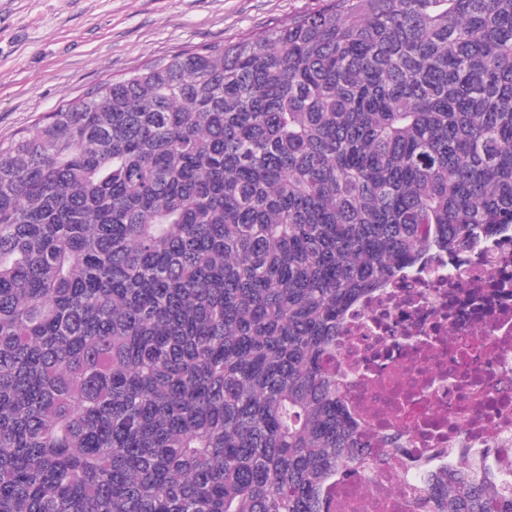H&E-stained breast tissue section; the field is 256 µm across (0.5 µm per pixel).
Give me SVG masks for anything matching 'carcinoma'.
Listing matches in <instances>:
<instances>
[{
	"label": "carcinoma",
	"mask_w": 512,
	"mask_h": 512,
	"mask_svg": "<svg viewBox=\"0 0 512 512\" xmlns=\"http://www.w3.org/2000/svg\"><path fill=\"white\" fill-rule=\"evenodd\" d=\"M503 224L512 0H322L59 107L0 141V512H322L347 307Z\"/></svg>",
	"instance_id": "1"
}]
</instances>
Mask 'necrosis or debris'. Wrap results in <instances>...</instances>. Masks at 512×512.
<instances>
[{
	"mask_svg": "<svg viewBox=\"0 0 512 512\" xmlns=\"http://www.w3.org/2000/svg\"><path fill=\"white\" fill-rule=\"evenodd\" d=\"M331 366L353 427L385 444L323 485L322 512H449L471 471L512 486V226L359 298Z\"/></svg>",
	"mask_w": 512,
	"mask_h": 512,
	"instance_id": "4bbe7bcc",
	"label": "necrosis or debris"
}]
</instances>
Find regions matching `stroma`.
Here are the masks:
<instances>
[{
	"label": "stroma",
	"mask_w": 512,
	"mask_h": 512,
	"mask_svg": "<svg viewBox=\"0 0 512 512\" xmlns=\"http://www.w3.org/2000/svg\"><path fill=\"white\" fill-rule=\"evenodd\" d=\"M320 0H0V139L100 83L287 23Z\"/></svg>",
	"instance_id": "35a3bbf8"
}]
</instances>
